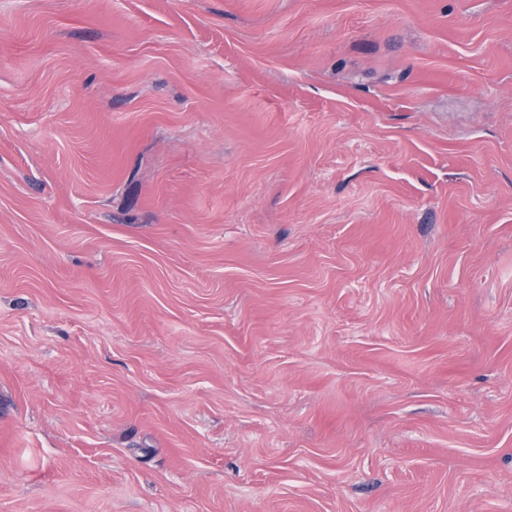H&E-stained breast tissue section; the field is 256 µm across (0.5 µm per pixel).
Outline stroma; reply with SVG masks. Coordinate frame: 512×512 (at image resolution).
I'll use <instances>...</instances> for the list:
<instances>
[{"label":"stroma","mask_w":512,"mask_h":512,"mask_svg":"<svg viewBox=\"0 0 512 512\" xmlns=\"http://www.w3.org/2000/svg\"><path fill=\"white\" fill-rule=\"evenodd\" d=\"M0 512H512V0H0Z\"/></svg>","instance_id":"35a3bbf8"}]
</instances>
